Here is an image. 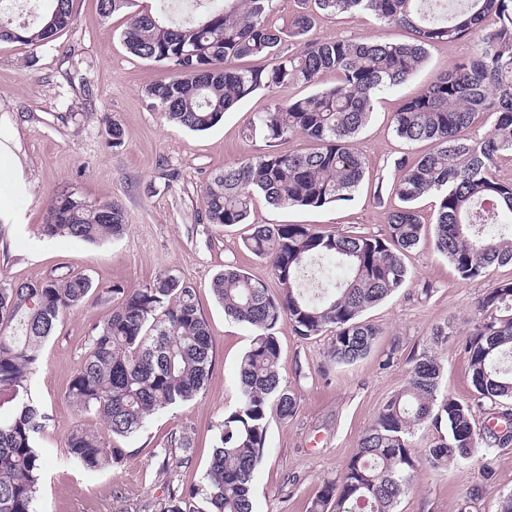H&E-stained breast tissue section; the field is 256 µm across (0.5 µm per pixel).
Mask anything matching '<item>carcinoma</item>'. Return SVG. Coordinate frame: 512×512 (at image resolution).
<instances>
[{
	"label": "carcinoma",
	"mask_w": 512,
	"mask_h": 512,
	"mask_svg": "<svg viewBox=\"0 0 512 512\" xmlns=\"http://www.w3.org/2000/svg\"><path fill=\"white\" fill-rule=\"evenodd\" d=\"M28 25L15 28L0 17V40L34 48L47 45L72 25V0H47ZM153 14L137 0H99L104 17L129 12L122 32L134 55L159 62L170 76L146 88L166 118L192 131L216 126L241 100L260 89L275 93L250 133L271 150L216 172L203 189L205 218L214 226L245 224L258 197L271 206L320 208L352 200L368 162L358 137L378 94L411 79L436 43L476 36L474 54L438 74L418 96L393 113V131L430 152L393 161L390 188L379 177L378 200L389 191L399 204L387 215L382 235L324 232L306 224H260L245 247L263 258L277 287L270 288L234 265L211 283L224 314L254 330L238 370L239 399L224 413L218 443L198 486L175 483L189 463L191 438L174 434L159 456L156 478L167 488L163 501L145 512H253L251 483L268 453V422L295 416L297 396L278 370L276 325L288 320L303 338L330 332L327 357L351 364L370 353L377 329L363 312L397 292L408 278L405 252L421 240L416 202L438 197L435 246L459 277L474 280L492 265L512 264V182L496 175L497 160L512 154V0H309L277 26L274 0H195L182 19L179 5L162 0ZM367 15L410 31L411 40H303L321 16ZM299 46L290 52L285 43ZM261 57L268 66L239 62ZM339 83L302 98L279 96L297 84H318L326 72ZM493 117L485 137L465 135L479 116ZM112 147L123 144L119 124L103 115ZM302 135L318 144L312 152L284 154L276 143ZM117 203L102 209L69 190L55 194L42 233L86 242L118 240L128 231ZM92 281L70 272L38 283L0 287V512H36L47 460L35 447L47 416L30 398V381L45 342L60 316L77 308ZM118 302L92 328L89 347L66 391L79 412H95L104 431L73 429L68 455L88 470L121 462L125 449L114 439L139 433L148 418L192 400L203 389L213 362V340L200 313L194 285L171 273L137 289L112 288ZM473 332L464 343L474 398L461 401L440 390L442 365L424 351L408 357L403 389L383 405L362 434L343 470L323 482L308 512H397L420 464L435 469L468 465L476 451L512 445V282L487 290L477 301ZM488 423L474 426V410ZM428 427L436 441L415 446Z\"/></svg>",
	"instance_id": "cac0c4a2"
}]
</instances>
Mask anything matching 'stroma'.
<instances>
[{
	"label": "stroma",
	"instance_id": "obj_1",
	"mask_svg": "<svg viewBox=\"0 0 512 512\" xmlns=\"http://www.w3.org/2000/svg\"><path fill=\"white\" fill-rule=\"evenodd\" d=\"M73 12V27L51 45L35 49L0 42V129L13 136L9 162L23 180L17 188L0 178V200L10 204L0 214V285L39 282L68 271L93 282L83 304L58 322L30 382L31 395L48 418L36 439L48 461L38 512H143L145 504L167 495L155 470L170 435L191 436L192 461L179 470L178 480L186 486L199 484L224 413L237 403V368L253 332L225 317L210 291L213 277L230 264L270 280L267 263L243 245L255 225L308 224L384 234L388 208L374 197L379 177L388 174L394 159L415 158L430 149L426 142L398 139L391 115L436 74L469 57L476 40L433 45L425 66L411 80L377 96L358 138L368 169L353 200L322 208H275L259 198L247 223L224 228L205 220L204 185L225 165L267 152L266 141L247 131L270 106L272 93L255 92L209 130L180 127L144 94L168 71L127 49L121 37L126 12L103 17L98 0H73ZM309 37L403 42L409 34L371 17L339 15L321 18ZM105 113L121 126L122 147L109 145L101 122ZM64 188L92 203L121 204L128 233L121 240L98 243L44 236L48 204ZM436 206L432 196L417 204L423 236L404 258L409 271L404 288L363 314L378 330L364 358L347 366L329 365L327 336L305 339L288 321L279 323L280 375L300 405L293 419L270 421L268 455L253 481L254 512H307L323 481L340 473L384 403L405 385L410 353L435 354L443 365L442 390L470 399L463 343L477 318V300L488 289L512 281V265H494L481 278L461 279L435 247ZM163 272L196 287L213 339L209 378L193 400L152 415L135 437L123 440L128 453L121 463L85 470L69 457L66 437L77 426L99 432L104 426L96 414L75 410L66 397L68 383L84 358L92 327L112 310V286L141 288ZM426 285L431 288L427 294L422 291ZM440 326L447 327L448 340L437 345L431 336ZM490 465L494 479L484 489L479 512H500L503 493L512 490V447L492 454ZM478 479L471 467L421 468L397 512H459Z\"/></svg>",
	"mask_w": 512,
	"mask_h": 512
}]
</instances>
